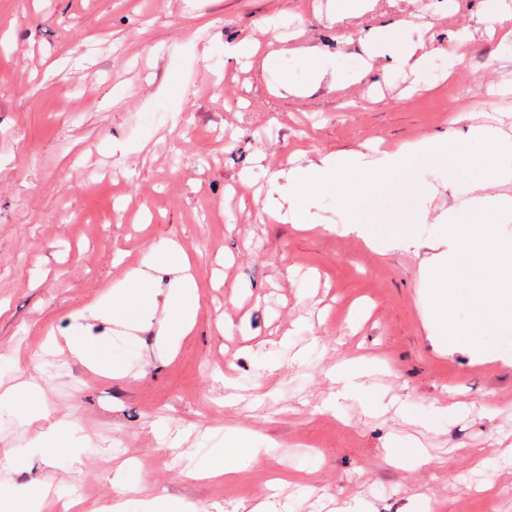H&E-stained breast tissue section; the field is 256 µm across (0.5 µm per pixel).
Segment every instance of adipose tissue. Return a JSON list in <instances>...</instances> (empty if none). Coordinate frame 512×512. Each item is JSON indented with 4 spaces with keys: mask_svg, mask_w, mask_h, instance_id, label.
<instances>
[{
    "mask_svg": "<svg viewBox=\"0 0 512 512\" xmlns=\"http://www.w3.org/2000/svg\"><path fill=\"white\" fill-rule=\"evenodd\" d=\"M423 29L420 23L409 25L397 41L375 33L367 35L363 46L368 62L394 57L401 67L423 71L431 58L422 37ZM474 143L499 152L501 159L490 166L483 181L467 182L462 175L475 160L470 150ZM431 164L443 166L449 188L461 196L462 202L435 218L436 223L447 227L448 253L428 269L425 277L430 310L440 335L474 344L482 336L487 321L499 319L512 326V237L500 236L486 220L490 214L512 213V197L497 191L498 185L512 182V148L499 127L493 124L469 127L465 143L452 153L439 137L391 151H351L341 157L329 154L315 160L298 152L288 168H264L257 173L244 171L239 181L246 187L263 182L266 192L262 216L302 228L310 222L313 196L323 185H336L338 200L345 206L356 185L384 182L398 173H409L416 167ZM466 267L478 278L477 288L470 292L477 319L464 327L453 317L450 297L439 293L438 288L441 283L456 279ZM154 269H165L175 275L161 301L153 291L150 272ZM198 300V283L190 261L172 240L164 247L150 249L147 270L129 274L116 291L97 302L96 310L115 322L163 310L161 340L170 346L192 330ZM375 369L372 361L362 358L337 362L329 372L337 391L328 399L327 409L340 410L343 400L365 394V379ZM41 398L38 384L24 382L0 392V410L14 411L31 424L42 418ZM255 440L254 433L246 429L225 433L221 445L194 457L190 477L214 481L241 477L258 460ZM140 482L132 469L119 467L112 479L117 495L102 512H183L180 500L173 496L149 492L140 501L127 499L126 490Z\"/></svg>",
    "mask_w": 512,
    "mask_h": 512,
    "instance_id": "ef3b65f1",
    "label": "adipose tissue"
}]
</instances>
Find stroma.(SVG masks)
<instances>
[{
  "instance_id": "35a3bbf8",
  "label": "stroma",
  "mask_w": 512,
  "mask_h": 512,
  "mask_svg": "<svg viewBox=\"0 0 512 512\" xmlns=\"http://www.w3.org/2000/svg\"><path fill=\"white\" fill-rule=\"evenodd\" d=\"M486 0H0V385L39 363L47 424L68 425L70 455L36 451L41 429L0 414V452L23 460L11 487L36 483L84 502L111 504L112 476L137 464L150 489L183 500L185 512H242L270 500L288 512H512V331L487 329L481 356L431 326L425 266L446 248V227L410 220L400 247L368 245L338 225L362 216L387 223L403 203L395 185H362L351 206L337 189L314 195L315 226L260 222L259 203L238 186L258 163L284 168L309 157L414 143L434 135L449 148L472 123L498 122L512 135V83L500 27L479 23ZM428 21L434 55L422 79L378 59L354 81L372 31L401 34L410 15ZM465 62L448 66L459 37ZM255 41L250 67L212 48ZM340 74L314 82L317 57ZM136 142L134 155L113 152ZM173 239L199 284L192 331L173 350L157 342L159 316L127 329L89 308L144 268L150 246ZM82 321L90 343L126 374L93 371L72 357L66 337ZM287 338L282 366L259 364ZM319 338L321 355L294 363ZM345 356L382 360L370 377L375 408L348 402L346 421L324 411L326 370ZM249 388L224 404V372ZM457 402L469 414L432 427L404 419L400 404ZM188 431L181 460L160 455L152 421ZM259 435L260 461L234 483L192 481V426ZM417 443L429 464L390 465L385 449ZM277 471L290 483L268 494L253 485ZM493 496L480 490L485 472ZM10 487V489H11ZM10 489L0 492L6 512Z\"/></svg>"
}]
</instances>
